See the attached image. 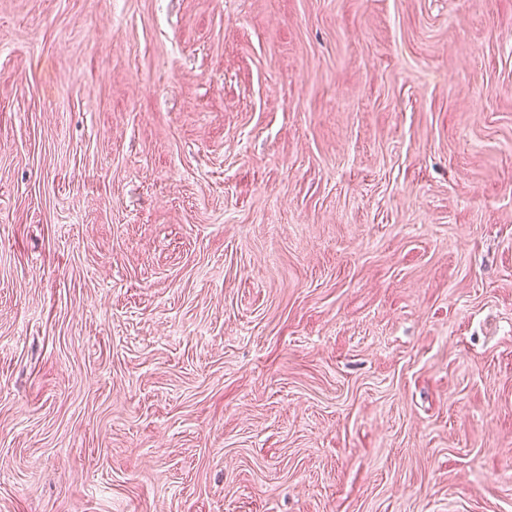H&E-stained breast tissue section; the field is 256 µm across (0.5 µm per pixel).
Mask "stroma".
Returning a JSON list of instances; mask_svg holds the SVG:
<instances>
[{"mask_svg":"<svg viewBox=\"0 0 512 512\" xmlns=\"http://www.w3.org/2000/svg\"><path fill=\"white\" fill-rule=\"evenodd\" d=\"M0 512H512V0H0Z\"/></svg>","mask_w":512,"mask_h":512,"instance_id":"obj_1","label":"stroma"}]
</instances>
